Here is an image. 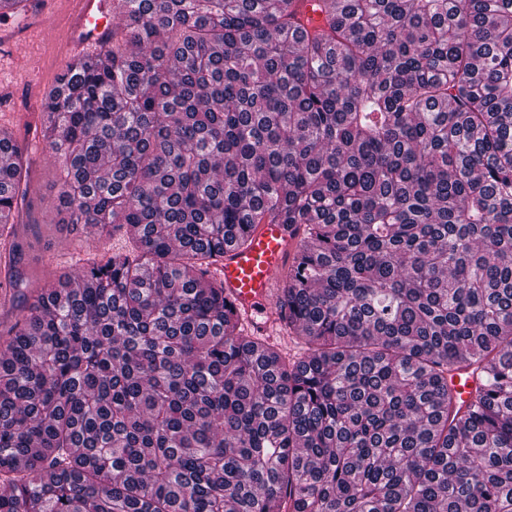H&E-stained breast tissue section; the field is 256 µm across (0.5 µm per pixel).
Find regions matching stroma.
Wrapping results in <instances>:
<instances>
[{
    "label": "stroma",
    "instance_id": "35a3bbf8",
    "mask_svg": "<svg viewBox=\"0 0 512 512\" xmlns=\"http://www.w3.org/2000/svg\"><path fill=\"white\" fill-rule=\"evenodd\" d=\"M46 27L50 35L45 41L30 40V28ZM12 51L36 67L44 82L53 83L63 75L62 40L56 29L53 14L44 4L31 11L26 26L0 23V53ZM32 197L39 221L27 230L28 248L24 260L29 285L12 292L8 303L0 305V332L7 331L16 320L22 319L26 307L34 297V290L43 280L75 274L87 258L105 262L113 249L121 246L118 238L102 239L94 243V230L84 225L59 223L57 217V187L62 168L48 151L34 150Z\"/></svg>",
    "mask_w": 512,
    "mask_h": 512
}]
</instances>
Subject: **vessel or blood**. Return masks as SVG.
<instances>
[{
    "instance_id": "obj_1",
    "label": "vessel or blood",
    "mask_w": 512,
    "mask_h": 512,
    "mask_svg": "<svg viewBox=\"0 0 512 512\" xmlns=\"http://www.w3.org/2000/svg\"><path fill=\"white\" fill-rule=\"evenodd\" d=\"M57 2L73 16L66 43L67 63L77 65L100 56L112 42V0ZM293 248V240L280 224L260 225L247 246H225L216 275L247 330L257 334L270 331L277 276Z\"/></svg>"
}]
</instances>
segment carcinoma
I'll list each match as a JSON object with an SVG mask.
<instances>
[{
  "instance_id": "obj_1",
  "label": "carcinoma",
  "mask_w": 512,
  "mask_h": 512,
  "mask_svg": "<svg viewBox=\"0 0 512 512\" xmlns=\"http://www.w3.org/2000/svg\"><path fill=\"white\" fill-rule=\"evenodd\" d=\"M301 2L112 0L48 98L61 223L129 248L0 336V512H512V0ZM260 224L295 360L206 277Z\"/></svg>"
}]
</instances>
